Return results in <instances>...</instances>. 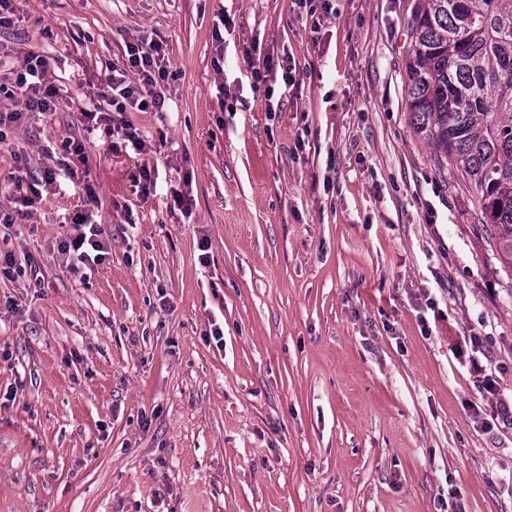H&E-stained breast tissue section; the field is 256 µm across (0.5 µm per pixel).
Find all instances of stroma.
I'll list each match as a JSON object with an SVG mask.
<instances>
[{
  "mask_svg": "<svg viewBox=\"0 0 512 512\" xmlns=\"http://www.w3.org/2000/svg\"><path fill=\"white\" fill-rule=\"evenodd\" d=\"M414 2L11 0L0 52L46 57L62 98L0 101V252L40 267L0 279V512H512V284L411 128ZM143 35L173 76L114 117L137 153L81 112ZM263 53L296 67L269 98ZM72 138L85 160L19 214L10 173ZM80 210L106 246L82 276ZM72 230L76 234L60 241L59 250L67 255L71 269L78 273L80 268L100 263L105 257V247L99 239L97 224H92L89 215L77 211L70 217Z\"/></svg>",
  "mask_w": 512,
  "mask_h": 512,
  "instance_id": "stroma-1",
  "label": "stroma"
}]
</instances>
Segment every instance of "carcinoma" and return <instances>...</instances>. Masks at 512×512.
<instances>
[{
  "label": "carcinoma",
  "instance_id": "obj_1",
  "mask_svg": "<svg viewBox=\"0 0 512 512\" xmlns=\"http://www.w3.org/2000/svg\"><path fill=\"white\" fill-rule=\"evenodd\" d=\"M406 82L413 131L470 189L512 275V0H418Z\"/></svg>",
  "mask_w": 512,
  "mask_h": 512
}]
</instances>
